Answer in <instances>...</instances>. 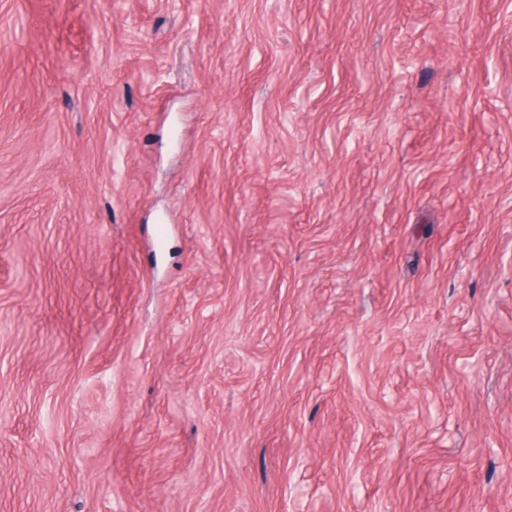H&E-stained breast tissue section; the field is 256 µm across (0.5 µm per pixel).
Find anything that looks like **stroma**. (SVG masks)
<instances>
[{"instance_id":"1","label":"stroma","mask_w":512,"mask_h":512,"mask_svg":"<svg viewBox=\"0 0 512 512\" xmlns=\"http://www.w3.org/2000/svg\"><path fill=\"white\" fill-rule=\"evenodd\" d=\"M0 512H512V0H0Z\"/></svg>"}]
</instances>
